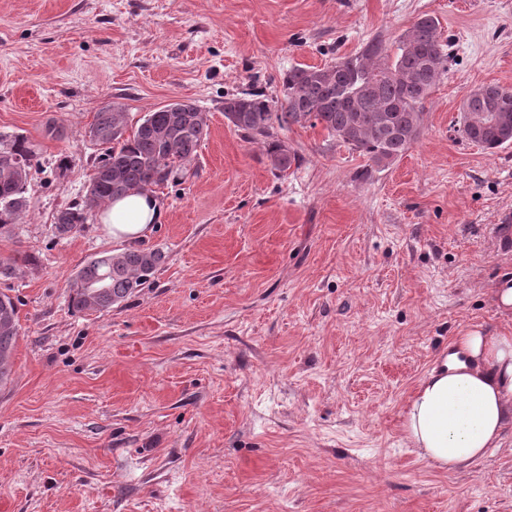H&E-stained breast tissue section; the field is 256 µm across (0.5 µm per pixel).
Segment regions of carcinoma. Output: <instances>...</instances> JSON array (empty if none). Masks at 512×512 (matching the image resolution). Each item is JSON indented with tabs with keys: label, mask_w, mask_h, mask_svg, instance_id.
I'll use <instances>...</instances> for the list:
<instances>
[{
	"label": "carcinoma",
	"mask_w": 512,
	"mask_h": 512,
	"mask_svg": "<svg viewBox=\"0 0 512 512\" xmlns=\"http://www.w3.org/2000/svg\"><path fill=\"white\" fill-rule=\"evenodd\" d=\"M448 41L427 14L397 40L391 55L373 39L357 55L327 68L295 67L284 79V101L248 91L224 100V117L236 129L268 137L274 125L320 124L336 140L388 166L401 159L421 135L420 106L448 72ZM91 128L102 153L83 198L61 211L55 223L64 235L83 226L92 210L135 191H153L185 168L208 135L209 119L191 102L171 103L148 113L134 130L112 104L97 113ZM457 132L493 150L512 141V88L487 84L470 91ZM271 166L286 171L298 161L279 143L268 144ZM33 151L17 137L0 148V230L19 223L28 208L26 187ZM163 255L129 249L90 260L68 284L77 312L106 311L149 282ZM19 325L13 299L0 293V387L10 384Z\"/></svg>",
	"instance_id": "carcinoma-1"
}]
</instances>
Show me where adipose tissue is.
Returning <instances> with one entry per match:
<instances>
[{"instance_id": "adipose-tissue-1", "label": "adipose tissue", "mask_w": 512, "mask_h": 512, "mask_svg": "<svg viewBox=\"0 0 512 512\" xmlns=\"http://www.w3.org/2000/svg\"><path fill=\"white\" fill-rule=\"evenodd\" d=\"M161 218L149 192L116 199L101 213L116 241L145 239ZM511 429L512 331L469 327L419 382L404 407L402 430L419 456L454 472L502 448Z\"/></svg>"}]
</instances>
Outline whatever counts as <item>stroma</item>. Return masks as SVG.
<instances>
[{
	"label": "stroma",
	"mask_w": 512,
	"mask_h": 512,
	"mask_svg": "<svg viewBox=\"0 0 512 512\" xmlns=\"http://www.w3.org/2000/svg\"><path fill=\"white\" fill-rule=\"evenodd\" d=\"M454 51L422 134L382 167L323 127L274 128L299 160L224 117L248 90L282 101L295 67H327L422 14ZM512 87V0H0V141L36 153L0 391V512H512V435L479 464L438 469L402 411L452 338L512 327L490 289L512 278L494 234L512 212V145L452 127L470 90ZM176 100L209 117L187 178L155 188L143 249L164 261L111 309L67 286L125 251L99 213L58 235L99 150L97 112L128 127ZM60 125L58 136L47 133ZM267 156L271 166L279 171H286L293 162L298 161L295 153L288 150V147L279 142L268 144Z\"/></svg>",
	"instance_id": "1"
}]
</instances>
